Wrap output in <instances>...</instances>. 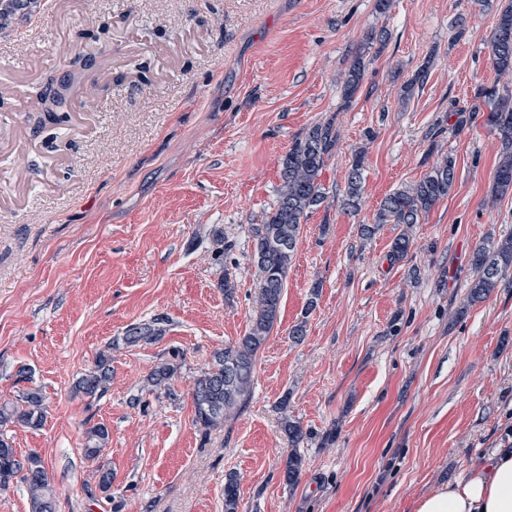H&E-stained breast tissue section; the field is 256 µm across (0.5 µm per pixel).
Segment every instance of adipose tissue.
I'll use <instances>...</instances> for the list:
<instances>
[{"instance_id":"adipose-tissue-1","label":"adipose tissue","mask_w":512,"mask_h":512,"mask_svg":"<svg viewBox=\"0 0 512 512\" xmlns=\"http://www.w3.org/2000/svg\"><path fill=\"white\" fill-rule=\"evenodd\" d=\"M416 512H512V451L494 449L466 480L422 497Z\"/></svg>"}]
</instances>
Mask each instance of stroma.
Segmentation results:
<instances>
[{"label":"stroma","mask_w":512,"mask_h":512,"mask_svg":"<svg viewBox=\"0 0 512 512\" xmlns=\"http://www.w3.org/2000/svg\"><path fill=\"white\" fill-rule=\"evenodd\" d=\"M375 3L59 0L52 12L38 0L0 30V195L12 199L0 207V401L43 394L44 426L5 432L18 454L44 459L57 512H224L231 474L239 512H415L503 447L512 274L473 305L467 284L474 250L512 236V195L493 193L501 144L478 95L512 88L490 44L512 0H392L384 14ZM104 21L99 41H78ZM381 29L384 43H366ZM74 45L102 56L111 80L77 101L69 126L27 121L28 89L66 76ZM358 55L364 78L348 103L341 82ZM329 119L339 140L327 199L302 226L251 396L201 436L193 381L251 321V227L275 202L282 157ZM358 148L365 187L352 213L342 198ZM441 153L456 160L454 187L390 262L399 226L369 239L359 228ZM219 231L232 243L220 258ZM157 316L161 340L113 350L105 396L76 392L107 342ZM172 350L183 355L175 401L146 385ZM286 416L306 434L293 484ZM99 423L110 436L92 463L85 432ZM99 464L112 471L106 494Z\"/></svg>","instance_id":"stroma-1"}]
</instances>
